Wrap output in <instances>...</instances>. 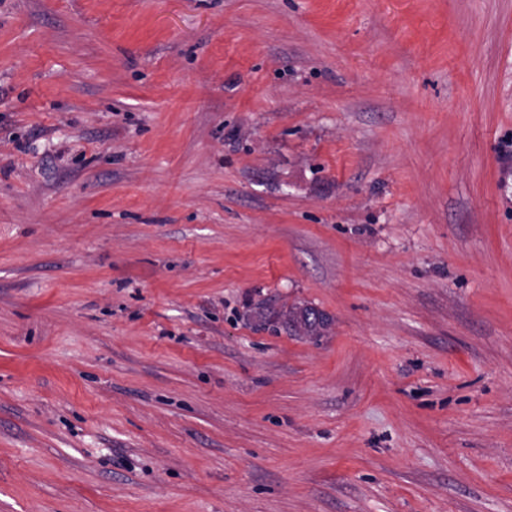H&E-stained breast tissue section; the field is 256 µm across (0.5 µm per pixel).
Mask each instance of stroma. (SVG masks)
<instances>
[{
	"mask_svg": "<svg viewBox=\"0 0 512 512\" xmlns=\"http://www.w3.org/2000/svg\"><path fill=\"white\" fill-rule=\"evenodd\" d=\"M0 512H512V0H0ZM264 319V325L281 323L295 336H325L328 334L332 320L320 310L304 304H293L280 311H273L265 315L259 313Z\"/></svg>",
	"mask_w": 512,
	"mask_h": 512,
	"instance_id": "obj_1",
	"label": "stroma"
}]
</instances>
